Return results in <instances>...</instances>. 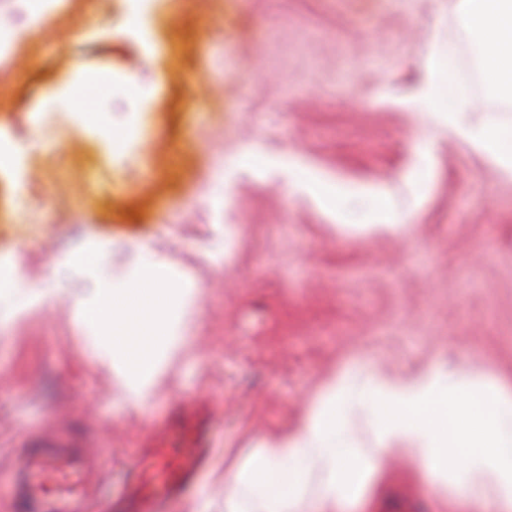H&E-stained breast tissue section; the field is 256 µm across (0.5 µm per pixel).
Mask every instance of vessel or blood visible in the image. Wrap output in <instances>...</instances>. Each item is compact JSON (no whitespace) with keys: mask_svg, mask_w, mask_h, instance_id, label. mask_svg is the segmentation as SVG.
Segmentation results:
<instances>
[{"mask_svg":"<svg viewBox=\"0 0 512 512\" xmlns=\"http://www.w3.org/2000/svg\"><path fill=\"white\" fill-rule=\"evenodd\" d=\"M192 451L180 457L157 454L154 489L142 477L129 485L128 512H167V505L192 486L207 464L211 450L201 429H193ZM99 482L85 447L48 434L25 448L12 484L23 512H90L87 503Z\"/></svg>","mask_w":512,"mask_h":512,"instance_id":"obj_1","label":"vessel or blood"}]
</instances>
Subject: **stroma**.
<instances>
[{"label":"stroma","mask_w":512,"mask_h":512,"mask_svg":"<svg viewBox=\"0 0 512 512\" xmlns=\"http://www.w3.org/2000/svg\"><path fill=\"white\" fill-rule=\"evenodd\" d=\"M447 46L467 86L478 69L450 0H63L0 54V130L34 144L0 173V259L49 284L71 248L121 268L138 241L199 315L140 407L70 302L0 325V512H20L11 464L49 423L95 451L112 492L93 512H113L149 434L183 447L177 417L198 402L212 460L168 512H224L225 471L292 431L346 364L457 360L512 380V174L411 104ZM82 77L111 78L92 102L108 124H136L122 152L71 109ZM248 148L269 165L251 169ZM298 168L353 205L321 209ZM378 194L403 232L364 231ZM375 498L437 512L440 496L398 452Z\"/></svg>","instance_id":"obj_1"}]
</instances>
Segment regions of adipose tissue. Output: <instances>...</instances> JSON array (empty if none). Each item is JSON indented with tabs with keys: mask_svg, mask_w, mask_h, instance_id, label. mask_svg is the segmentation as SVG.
Returning <instances> with one entry per match:
<instances>
[{
	"mask_svg": "<svg viewBox=\"0 0 512 512\" xmlns=\"http://www.w3.org/2000/svg\"><path fill=\"white\" fill-rule=\"evenodd\" d=\"M470 38L487 98L512 101V0H454ZM442 53L420 91L474 146L512 172V126L472 127V111ZM53 289H20L0 270V299L12 322L52 298ZM403 450L430 484L448 480L459 512H512V383L470 375L459 363L394 375L368 363L340 368L297 427L264 440L224 479V512H336L360 500L385 460Z\"/></svg>",
	"mask_w": 512,
	"mask_h": 512,
	"instance_id": "ef3b65f1",
	"label": "adipose tissue"
}]
</instances>
